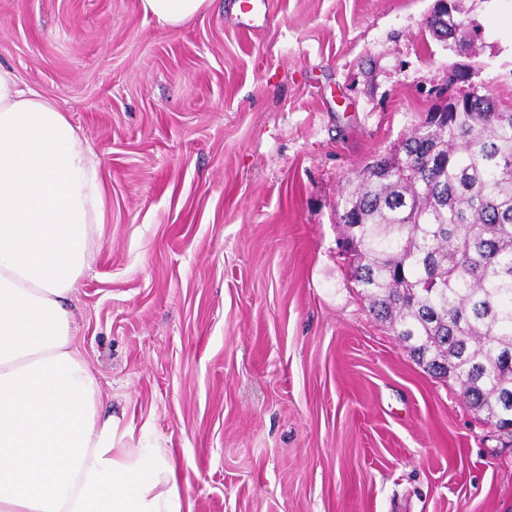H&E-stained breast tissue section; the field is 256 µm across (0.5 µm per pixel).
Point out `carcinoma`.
I'll list each match as a JSON object with an SVG mask.
<instances>
[{"label":"carcinoma","instance_id":"cac0c4a2","mask_svg":"<svg viewBox=\"0 0 512 512\" xmlns=\"http://www.w3.org/2000/svg\"><path fill=\"white\" fill-rule=\"evenodd\" d=\"M434 35L465 26L455 0ZM402 155L423 165L402 171ZM354 282L434 377L512 435V111L448 94L397 149L343 184L336 205Z\"/></svg>","mask_w":512,"mask_h":512}]
</instances>
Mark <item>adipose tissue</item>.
I'll return each mask as SVG.
<instances>
[{
  "label": "adipose tissue",
  "mask_w": 512,
  "mask_h": 512,
  "mask_svg": "<svg viewBox=\"0 0 512 512\" xmlns=\"http://www.w3.org/2000/svg\"><path fill=\"white\" fill-rule=\"evenodd\" d=\"M211 0H140L169 29ZM103 217L78 127L0 65V512H183L163 448H131L73 345V288Z\"/></svg>",
  "instance_id": "1"
}]
</instances>
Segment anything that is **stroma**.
I'll return each mask as SVG.
<instances>
[{"instance_id":"1","label":"stroma","mask_w":512,"mask_h":512,"mask_svg":"<svg viewBox=\"0 0 512 512\" xmlns=\"http://www.w3.org/2000/svg\"><path fill=\"white\" fill-rule=\"evenodd\" d=\"M239 0L175 30L140 0H0V64L81 128L104 222L74 343L189 512H512V441L371 312L339 241L348 177L455 65L512 102V0ZM448 2V11L440 14L441 2L443 0H437V6L429 19V28L434 31V35L440 38L455 39L456 29L465 27V21L456 14L459 13V9L456 5L455 0H444ZM437 25H439L437 27ZM441 34H440V33Z\"/></svg>"}]
</instances>
